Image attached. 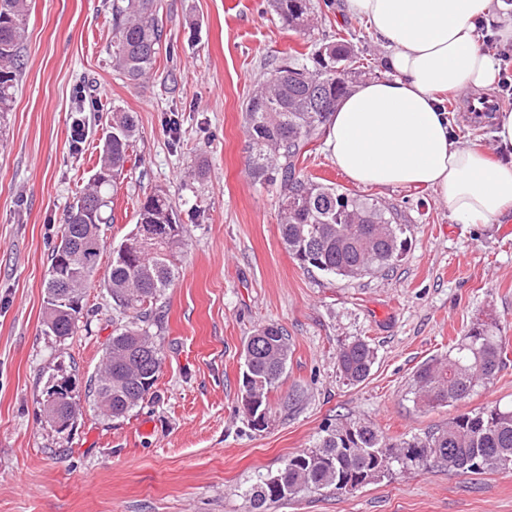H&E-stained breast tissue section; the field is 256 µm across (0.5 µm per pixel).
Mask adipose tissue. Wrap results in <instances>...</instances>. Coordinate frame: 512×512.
I'll list each match as a JSON object with an SVG mask.
<instances>
[{"mask_svg": "<svg viewBox=\"0 0 512 512\" xmlns=\"http://www.w3.org/2000/svg\"><path fill=\"white\" fill-rule=\"evenodd\" d=\"M386 50V76L359 82L336 107L326 131L331 158L363 186L430 187L460 224H488L512 211V112L495 117L491 162L462 144L442 93L484 88L497 62L475 36L497 27L512 42L500 0H345Z\"/></svg>", "mask_w": 512, "mask_h": 512, "instance_id": "obj_1", "label": "adipose tissue"}]
</instances>
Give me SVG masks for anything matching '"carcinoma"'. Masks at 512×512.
<instances>
[{
  "label": "carcinoma",
  "mask_w": 512,
  "mask_h": 512,
  "mask_svg": "<svg viewBox=\"0 0 512 512\" xmlns=\"http://www.w3.org/2000/svg\"><path fill=\"white\" fill-rule=\"evenodd\" d=\"M292 31L308 35L315 20L312 0H268ZM112 67L132 82L153 70L165 41L157 0H111ZM27 0H0V116L11 111L23 70ZM358 51L340 36L306 57H290L272 69L244 104L249 175L283 192L280 236L289 255L305 268L356 280L381 272L404 254L408 226L373 198L354 197L315 182L299 169L306 146L324 132L337 103L350 91ZM138 131L130 112L112 113L98 168L86 190L69 206L44 281V332L66 339L77 332L82 294L99 271L105 249L102 225L112 223V190ZM171 201L162 194L140 206L134 228L112 250L104 274L115 309L126 321L106 344L101 368L90 379L88 397L108 419L126 416L158 379L162 352L151 331L161 300L179 277L174 248L182 243ZM494 321L480 318L441 358L421 364L414 376L413 402L434 407L466 401L491 383L503 364L504 344ZM290 343L274 323L257 327L244 343L240 391L253 427L266 422L269 394L286 370ZM376 362L370 341L355 338L340 347L337 369L350 384L365 381ZM46 423L62 433L80 409L64 377L47 387ZM440 467L450 473L483 475L512 471V406L460 413L422 435L391 442L372 423L350 421L328 429L313 448L293 455L274 473L259 474L247 490L254 509L343 483L366 486L394 469Z\"/></svg>",
  "instance_id": "carcinoma-1"
}]
</instances>
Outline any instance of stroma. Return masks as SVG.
Returning a JSON list of instances; mask_svg holds the SVG:
<instances>
[{"label": "stroma", "mask_w": 512, "mask_h": 512, "mask_svg": "<svg viewBox=\"0 0 512 512\" xmlns=\"http://www.w3.org/2000/svg\"><path fill=\"white\" fill-rule=\"evenodd\" d=\"M29 4L24 68L0 125V512H254L255 475L277 471L336 423L365 420L395 441L512 403V213L455 223L430 188L356 185L318 139L305 176L382 202L410 229L391 270L346 280L299 267L278 231L280 188L248 174L243 104L280 61L347 30L367 77L384 74L379 39L344 0H315L306 36L266 0H159L166 40L137 85L112 68L105 0ZM116 110L133 113L138 133L114 187V222L102 228L101 265L154 193L171 199L185 233L162 310L159 378L140 407L107 421L87 399L121 321L103 282L85 288L74 336L44 335L42 316L50 250ZM77 119L87 137L76 147ZM479 318L496 321L505 343L496 379L465 402L416 406L417 368L447 355ZM267 323L287 331L291 354L257 430L241 404V352ZM357 337L377 359L350 385L336 354ZM64 376L81 414L59 434L42 399ZM268 512H512V472L398 471L350 495L325 489Z\"/></svg>", "instance_id": "1"}]
</instances>
